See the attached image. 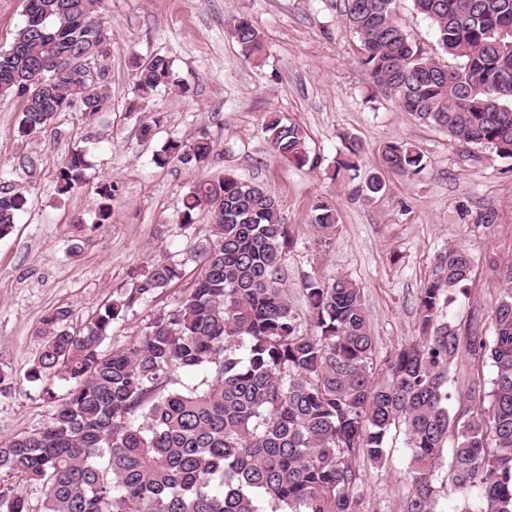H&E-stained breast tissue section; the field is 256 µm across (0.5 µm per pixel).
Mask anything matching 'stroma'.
Masks as SVG:
<instances>
[{"label": "stroma", "mask_w": 512, "mask_h": 512, "mask_svg": "<svg viewBox=\"0 0 512 512\" xmlns=\"http://www.w3.org/2000/svg\"><path fill=\"white\" fill-rule=\"evenodd\" d=\"M344 10L345 0H104L108 54L92 67L110 89L106 110L88 122L72 109L24 140L17 135L22 98H0V169H14L29 198L12 233L0 238V381L6 386L0 442L42 426L52 410L25 379L47 311H68L71 326H80L130 288L135 272L157 261L175 266L182 285L195 280L201 265L188 243L207 236L208 221L182 229L177 210L204 173H231L276 195L297 238L286 255L293 307L301 308V280L312 271L355 282L380 357L414 339L420 288L451 245L471 254L473 268L466 293L455 296L446 314L453 323L476 321L492 332L493 302L512 265V159L420 123L377 90L360 64L358 38L343 23ZM395 12L427 55L442 57L432 22L413 0H395ZM239 16L263 33L264 66L247 62L232 40L229 28ZM157 55L172 60L178 85L132 107L133 64ZM273 113L305 129L317 168H298L271 153L263 125ZM202 132L216 145L206 168L155 165L153 155L166 142ZM347 136L365 148L357 177L329 179ZM390 142L420 150L425 170L383 168L380 152ZM73 147L85 154V181L61 196L55 173ZM23 155L37 161L27 174L16 169ZM375 172L387 187L364 197L360 188ZM107 179L118 188L112 219L96 226V188ZM320 200L334 202L338 218L324 249L313 225ZM177 298L166 291L114 323L104 349L137 341L154 314ZM408 464L405 436L393 434L386 464L363 470L365 512H396Z\"/></svg>", "instance_id": "obj_1"}]
</instances>
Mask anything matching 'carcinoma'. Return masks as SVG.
Instances as JSON below:
<instances>
[{"label":"carcinoma","mask_w":512,"mask_h":512,"mask_svg":"<svg viewBox=\"0 0 512 512\" xmlns=\"http://www.w3.org/2000/svg\"><path fill=\"white\" fill-rule=\"evenodd\" d=\"M395 0H347L345 24L362 46L360 63L400 108L448 136L512 159V0H414L452 66L425 55L398 22ZM103 0H27L12 44L0 50V97L24 106L17 133L34 137L62 112L87 120L109 92L90 63L107 55ZM230 35L261 66L262 32L246 17ZM175 85L173 65L156 56L139 66L145 100ZM270 151L316 167L306 133L274 117ZM336 174L355 171L362 144L344 138ZM214 149L201 134L172 140L155 155L204 167ZM387 168L418 174L424 155L406 143L381 152ZM85 155L68 151L57 192L84 182ZM0 172V238L28 198ZM116 187H97L95 223L112 218ZM209 219L192 244L202 259L174 307L153 316L126 348H101L114 323L180 278L155 263L130 289L102 304L75 333L68 313H48L27 381L53 404L43 426L0 444V512H362L361 464L386 463L392 431L410 450L407 490L398 512H440L436 477L453 441L448 482L474 496L459 512H512V267L492 309L494 332L443 320L452 295L466 291L473 259L448 246L420 290L418 336L377 361L361 289L345 277L302 281L310 328L288 299L283 257L295 243L278 200L264 185L231 174L199 177L182 199L178 223ZM319 245L336 232L334 204L315 205ZM490 364L493 377L469 383L452 403L450 375L459 358ZM45 494L31 505L23 485Z\"/></svg>","instance_id":"cac0c4a2"}]
</instances>
